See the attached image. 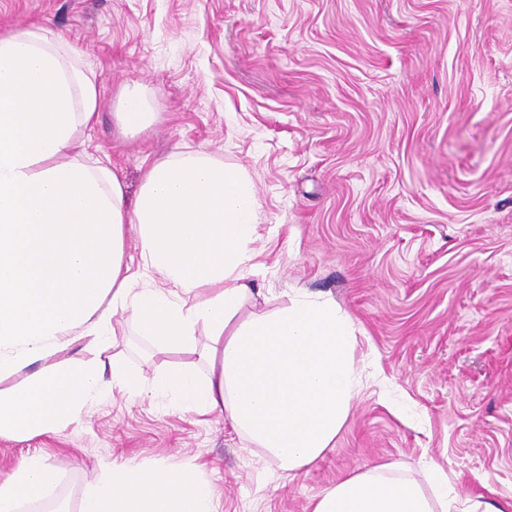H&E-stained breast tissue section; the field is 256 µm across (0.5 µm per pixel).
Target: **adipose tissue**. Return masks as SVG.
Masks as SVG:
<instances>
[{
  "mask_svg": "<svg viewBox=\"0 0 512 512\" xmlns=\"http://www.w3.org/2000/svg\"><path fill=\"white\" fill-rule=\"evenodd\" d=\"M99 90L74 47L41 27L0 33V379L30 370L21 389L0 392V436L60 430L116 386L143 379L139 362L56 361L69 347L106 345L117 311L132 310L157 350L199 347L205 379L190 370L156 376L202 415L264 449L286 473L333 447L359 391L357 337L332 300L295 297L239 320L252 293L258 200L247 174L200 153H180L146 171L134 206L120 175L78 144L98 118ZM122 131L156 114L138 88L116 95ZM134 225L150 266L175 295L139 287L125 262ZM204 326L208 342L197 345ZM429 487L386 464L345 477L311 512H459L448 476L426 463ZM58 474L26 457L0 484V512L55 499ZM80 512H215L209 485L184 473L115 465L86 491Z\"/></svg>",
  "mask_w": 512,
  "mask_h": 512,
  "instance_id": "ef3b65f1",
  "label": "adipose tissue"
}]
</instances>
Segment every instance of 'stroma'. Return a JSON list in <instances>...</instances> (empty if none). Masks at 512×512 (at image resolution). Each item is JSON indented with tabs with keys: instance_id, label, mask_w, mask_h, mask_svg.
I'll list each match as a JSON object with an SVG mask.
<instances>
[{
	"instance_id": "35a3bbf8",
	"label": "stroma",
	"mask_w": 512,
	"mask_h": 512,
	"mask_svg": "<svg viewBox=\"0 0 512 512\" xmlns=\"http://www.w3.org/2000/svg\"><path fill=\"white\" fill-rule=\"evenodd\" d=\"M69 41L97 80L78 130L134 203L181 152L242 168L259 199L243 315L301 295L352 321L362 388L333 448L277 472L172 392L112 389L57 433L0 437V483L38 454L67 512L112 463L209 484L217 512H310L337 480L421 461L461 499L512 503V0H0V32ZM156 119L121 134L116 92ZM110 353L144 375L207 365L156 351L117 312Z\"/></svg>"
}]
</instances>
